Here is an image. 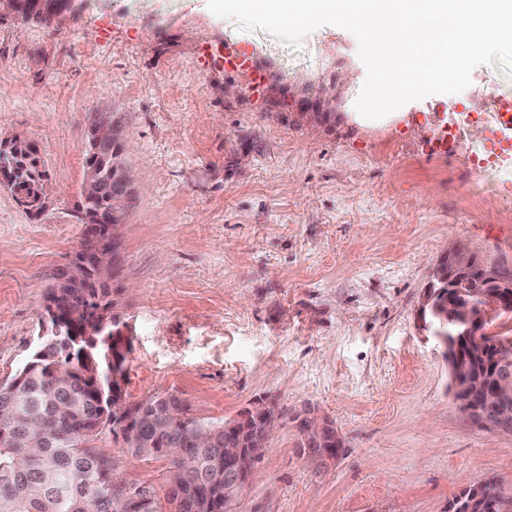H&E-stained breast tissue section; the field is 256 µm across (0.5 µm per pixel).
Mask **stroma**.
<instances>
[{"mask_svg":"<svg viewBox=\"0 0 512 512\" xmlns=\"http://www.w3.org/2000/svg\"><path fill=\"white\" fill-rule=\"evenodd\" d=\"M365 77L343 28L293 47L207 0H81L55 31L0 13V142L34 145L49 187L37 219L0 186V383L29 360L82 239L86 116L114 112L138 186L112 283L127 400L176 391L212 421L255 399L281 413L233 512H448L492 479L512 497V435L461 411L416 325L449 246L512 267V160L471 169L490 138L512 139L497 125L512 74L478 66L466 90L377 120L355 108ZM331 93L342 113L298 122L299 99ZM308 406L345 437L325 474L291 421ZM97 443L123 480L161 484L167 458Z\"/></svg>","mask_w":512,"mask_h":512,"instance_id":"35a3bbf8","label":"stroma"}]
</instances>
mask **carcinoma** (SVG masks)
<instances>
[{
    "label": "carcinoma",
    "mask_w": 512,
    "mask_h": 512,
    "mask_svg": "<svg viewBox=\"0 0 512 512\" xmlns=\"http://www.w3.org/2000/svg\"><path fill=\"white\" fill-rule=\"evenodd\" d=\"M13 12L24 22L53 27L52 12L44 0H12ZM8 163L12 191L17 199L45 193L44 176L27 146L13 143L0 147V162ZM103 172H112V185L94 198L88 208L125 213L135 198L118 181L125 171L121 141L105 150ZM479 265L468 275V286L442 289L460 306L477 307L479 296L492 289ZM91 276L67 289L79 321L94 324L102 311L114 307L109 293L94 288ZM491 320L478 326L484 341L483 355L472 360L457 376L463 398L474 404L496 395L504 377V365L493 344L497 337L485 333ZM68 337L51 333L21 370L22 385L0 387V512H131L124 501V487L140 497L137 512H163L161 500L178 505L177 512H227L236 493L224 491V423L194 416L191 405L170 393L151 395L129 403L112 386V377L91 350L75 366L53 374L50 366L64 365ZM122 437L132 455L148 459L170 448H179L183 459L171 458L163 480L165 489L130 484L114 476L112 458L102 448L90 445L103 430ZM212 433L218 443L196 447L195 438ZM500 498L494 481L471 485L455 496L460 507L476 494Z\"/></svg>",
    "instance_id": "obj_1"
}]
</instances>
